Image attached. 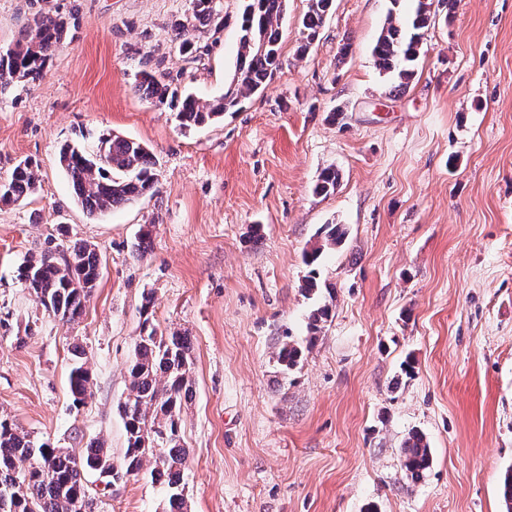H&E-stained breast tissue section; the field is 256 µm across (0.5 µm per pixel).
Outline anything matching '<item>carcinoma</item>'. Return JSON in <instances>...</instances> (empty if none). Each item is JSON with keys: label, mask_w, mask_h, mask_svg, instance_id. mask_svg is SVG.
Listing matches in <instances>:
<instances>
[{"label": "carcinoma", "mask_w": 512, "mask_h": 512, "mask_svg": "<svg viewBox=\"0 0 512 512\" xmlns=\"http://www.w3.org/2000/svg\"><path fill=\"white\" fill-rule=\"evenodd\" d=\"M433 0H416L406 16L389 12L373 49L375 64L385 74L408 85L413 78L425 32L435 13ZM286 0H246L241 15L237 57L236 95H221L202 102L192 95H180L171 85L145 69L135 89L155 106L177 109L184 129L204 127L239 105L240 99L262 92L267 80L280 65L281 20ZM336 9V0H309L302 20L306 52L318 39L327 17ZM222 18L216 0H191V12L176 27L175 43L182 55L198 58L200 46L193 38L199 27H221ZM70 16L59 10L38 8L21 29L14 45L0 51V94L13 83L37 81L54 57L64 38ZM59 163L71 180L76 201L92 217L156 195V161L147 146L112 132L79 130L75 138L59 150ZM37 164L28 159L16 164L6 181L0 183V201L19 202L38 193ZM339 173L334 167L322 170L315 191L327 194L335 190ZM345 236L341 225L326 226L324 243L306 253V262L314 264L326 249L341 244ZM98 254L91 244L75 241L59 251L48 247L40 257L29 258L18 267V279L48 313L66 323H75L100 278ZM151 298L145 297L143 320L130 360V393L121 406L127 435V448L117 474L142 470L151 481L166 486L165 512H184L181 469L187 449L182 444L181 413L190 393L192 360L190 340L178 333H165L149 316ZM330 316L323 304L309 316L307 343H312L320 324ZM301 344H283L278 361L286 370L298 366ZM83 352L73 351L69 386L73 403H84L89 389V372L81 362ZM407 478L416 482L432 464L426 438L412 432L401 448ZM111 461L103 444L91 440L86 448L73 454L42 442L0 414V512H90L86 476L99 473Z\"/></svg>", "instance_id": "cac0c4a2"}]
</instances>
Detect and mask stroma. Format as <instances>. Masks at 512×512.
Segmentation results:
<instances>
[{"instance_id": "obj_1", "label": "stroma", "mask_w": 512, "mask_h": 512, "mask_svg": "<svg viewBox=\"0 0 512 512\" xmlns=\"http://www.w3.org/2000/svg\"><path fill=\"white\" fill-rule=\"evenodd\" d=\"M54 4L75 13L66 38L39 80L0 95V180L31 158L41 183L28 200L0 203V414L75 453L102 439L120 462V405L149 294L159 328L191 340L185 512H505L512 0H435L399 91L372 56L391 0H336L302 57L309 0H288L281 66L264 92L193 130L141 99V59L201 100L236 93L243 0H219L224 28L200 33L197 61L174 47L189 0ZM339 105L343 123L330 122ZM82 127L145 144L157 196L89 217L58 160ZM330 165L335 191L314 194ZM329 224L344 242L307 266ZM73 239L95 246L102 275L83 317L66 324L17 267ZM319 299L328 321L283 370L280 348L304 341ZM75 346L92 376L78 407ZM415 430L433 455L417 482L400 454ZM88 480L92 512H164V489L145 475Z\"/></svg>"}]
</instances>
